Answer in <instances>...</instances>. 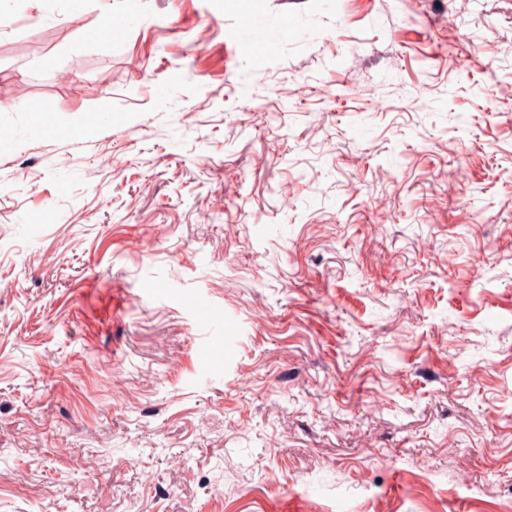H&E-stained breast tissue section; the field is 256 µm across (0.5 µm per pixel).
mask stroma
<instances>
[{
  "instance_id": "obj_1",
  "label": "stroma",
  "mask_w": 512,
  "mask_h": 512,
  "mask_svg": "<svg viewBox=\"0 0 512 512\" xmlns=\"http://www.w3.org/2000/svg\"><path fill=\"white\" fill-rule=\"evenodd\" d=\"M1 83L0 512L512 496V0H0Z\"/></svg>"
}]
</instances>
